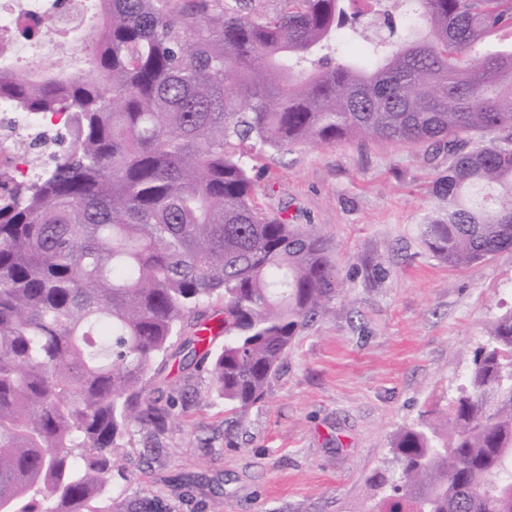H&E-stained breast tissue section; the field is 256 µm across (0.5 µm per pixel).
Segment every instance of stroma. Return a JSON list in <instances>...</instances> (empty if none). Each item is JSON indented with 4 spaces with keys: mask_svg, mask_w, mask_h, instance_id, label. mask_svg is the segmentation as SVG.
<instances>
[{
    "mask_svg": "<svg viewBox=\"0 0 512 512\" xmlns=\"http://www.w3.org/2000/svg\"><path fill=\"white\" fill-rule=\"evenodd\" d=\"M447 167L443 153L356 143L255 161L256 203L333 241L336 297L243 417L201 372L153 457L131 428L112 460L110 512H366L395 437L446 405L512 306V249L453 269L422 240Z\"/></svg>",
    "mask_w": 512,
    "mask_h": 512,
    "instance_id": "35a3bbf8",
    "label": "stroma"
}]
</instances>
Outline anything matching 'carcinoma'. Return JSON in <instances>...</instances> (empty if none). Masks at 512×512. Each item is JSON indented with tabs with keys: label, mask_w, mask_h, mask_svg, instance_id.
I'll use <instances>...</instances> for the list:
<instances>
[{
	"label": "carcinoma",
	"mask_w": 512,
	"mask_h": 512,
	"mask_svg": "<svg viewBox=\"0 0 512 512\" xmlns=\"http://www.w3.org/2000/svg\"><path fill=\"white\" fill-rule=\"evenodd\" d=\"M95 70L0 67L27 142L0 169V512H108L133 425L174 420L148 390L186 318L181 367L235 410L261 403L336 296L335 247L254 199L256 155L391 142L445 149L427 249L467 267L512 247V0H97ZM34 14L13 39L38 37ZM362 44L342 60V41ZM69 137L54 165L31 150ZM224 302L216 338L205 311ZM366 512H512V308L442 418L395 439Z\"/></svg>",
	"instance_id": "cac0c4a2"
}]
</instances>
